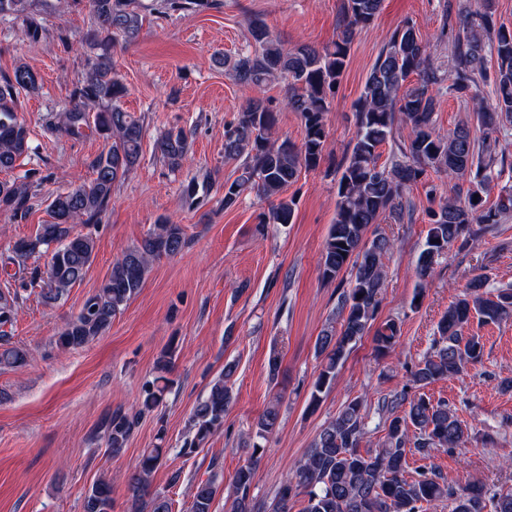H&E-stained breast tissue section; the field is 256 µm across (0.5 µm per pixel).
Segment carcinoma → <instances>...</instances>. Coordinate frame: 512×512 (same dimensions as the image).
I'll use <instances>...</instances> for the list:
<instances>
[{
  "mask_svg": "<svg viewBox=\"0 0 512 512\" xmlns=\"http://www.w3.org/2000/svg\"><path fill=\"white\" fill-rule=\"evenodd\" d=\"M95 20L87 33L86 69L70 93V105L60 115H50L48 132L81 138L92 128L111 142L109 148L91 159L92 177L58 193L48 205L51 221L35 235L17 240L0 258V268L16 271L10 278L19 289L5 283L0 290V368L25 365L29 352L9 341L4 327L13 323L19 290L40 287L44 303L54 304L83 280L94 260L93 234L74 233L76 224H97L108 210L112 187L125 179L138 164L143 139L140 119L123 108L127 86L112 60L114 42L137 40L144 16L132 0H87ZM383 0H343L339 17L340 35L330 45L317 49L301 45L286 49L270 34L260 18L251 22L255 49L219 64L228 67L244 89L260 91L270 81L287 85L286 107L299 114L305 135L301 145L274 139L278 113L260 98H253L235 122L224 126V159L241 163V174L224 182V208L237 204L249 192L270 201L265 224H289L295 199L281 197L282 190L297 181L304 170L316 168L321 160L328 131L325 115L347 66L351 44L358 31L370 25ZM215 0H164L163 8L196 12L215 8ZM479 23L463 22L451 49L452 67L433 66L420 35L411 21L397 26L389 35L366 79L356 105V135L337 168L336 217L330 225L320 257V276L327 283L349 272L347 286L337 302V318L317 336L315 349L321 367L310 394L309 407L316 409L322 394L336 383L339 368L351 345L365 335L375 320L382 300L386 262L395 239L379 229L382 221L398 224L412 220L414 202L407 196L411 184L432 170L448 178L472 176L465 198L449 197L431 183L426 194L438 199L428 210V231L415 265L421 283L434 276L436 266L448 249L474 224H501L512 215V193L484 206L483 195L501 170L496 168L499 138L494 133L512 123V27L497 23L489 9L477 13ZM15 29L22 42H36L47 31L45 18L34 0H0V21ZM496 59L493 72L494 97L478 106L477 117L484 136L476 138L468 122L458 123L448 133L434 125L438 96L446 92L466 99L479 82L488 78L487 58ZM415 74L418 81L404 86ZM37 72L19 64L0 73V171L15 167L30 150L29 131L20 121L16 102L20 93H39ZM408 128L407 140L395 141L398 125ZM394 142L384 163L379 148ZM188 137L182 130L170 131L156 142L169 166H181L187 154ZM31 199L25 184L0 181V211L18 214ZM182 225L164 218L142 241L124 250L113 262L109 276L89 296L56 337L64 349L83 348L101 336L112 320L139 292L157 260L179 254L185 246ZM47 256L46 274L28 260ZM484 324L512 318V286L490 288L488 277L471 276L448 311L441 317L438 338L432 350L410 370L411 395L404 389L382 402L387 414V438L375 451H361L365 415L363 404L353 399L343 406L316 435L304 458L294 467L275 496L272 512H291L290 502L303 497L300 512H420L422 503L448 498L452 512H512V491L489 495L483 486L472 484L461 490L448 486L433 469L423 467L406 476L407 454L423 459L438 448H458L465 443V430L455 412L444 401L434 402L422 392L439 380L457 376L483 357L482 338L467 333L472 318ZM401 324L386 320L375 330L374 349L384 357L394 352ZM175 350L168 348L156 359L157 376L143 390L134 410L117 408L99 424L107 451L122 454L141 418L157 409L171 390L168 378ZM235 366L228 364L210 385L192 413L193 437L185 442L183 454L190 455L212 434L224 427V414L231 401L228 381ZM279 407H266L255 424L258 441L252 444L251 460L234 473V497L229 512H255L251 488L259 440L267 439L278 426ZM164 430L157 444L146 448L129 470L127 484L132 492V512H172V501L161 492L150 491V479L161 464L166 448ZM220 491L219 473L194 485L190 512H212ZM83 512H113L112 483L97 480L85 493Z\"/></svg>",
  "mask_w": 512,
  "mask_h": 512,
  "instance_id": "obj_1",
  "label": "carcinoma"
}]
</instances>
